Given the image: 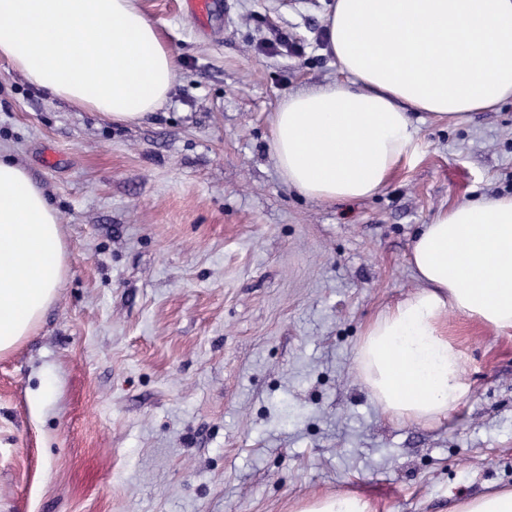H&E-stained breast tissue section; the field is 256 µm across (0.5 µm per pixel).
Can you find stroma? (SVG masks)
<instances>
[{
    "label": "stroma",
    "mask_w": 512,
    "mask_h": 512,
    "mask_svg": "<svg viewBox=\"0 0 512 512\" xmlns=\"http://www.w3.org/2000/svg\"><path fill=\"white\" fill-rule=\"evenodd\" d=\"M333 0H139L178 70L115 125L0 59V146L57 208L55 303L0 355V512H295L338 492L449 512L512 488V329L453 312L468 391L447 418L383 415L354 369L367 324L415 291L414 236L512 194V103L443 122L361 200L286 184L279 100L340 75Z\"/></svg>",
    "instance_id": "stroma-1"
}]
</instances>
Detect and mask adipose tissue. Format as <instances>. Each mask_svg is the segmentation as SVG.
<instances>
[{"label": "adipose tissue", "instance_id": "1", "mask_svg": "<svg viewBox=\"0 0 512 512\" xmlns=\"http://www.w3.org/2000/svg\"><path fill=\"white\" fill-rule=\"evenodd\" d=\"M325 32L341 79L289 94L271 119L274 165L308 198L375 195L417 146L415 113L462 120L512 101V0H335ZM0 59L115 124L161 109L177 72L136 0H0ZM67 261L57 210L0 151V354L53 304ZM409 263L419 289L367 325L355 370L389 419L429 423L468 391L449 312L512 328V196L438 212Z\"/></svg>", "mask_w": 512, "mask_h": 512}]
</instances>
